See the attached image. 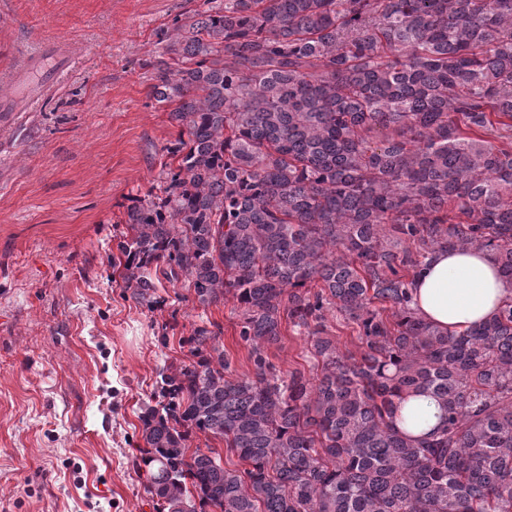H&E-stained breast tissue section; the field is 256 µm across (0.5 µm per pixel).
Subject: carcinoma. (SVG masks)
I'll use <instances>...</instances> for the list:
<instances>
[{
	"label": "carcinoma",
	"instance_id": "1",
	"mask_svg": "<svg viewBox=\"0 0 512 512\" xmlns=\"http://www.w3.org/2000/svg\"><path fill=\"white\" fill-rule=\"evenodd\" d=\"M206 2L160 38L178 140L114 266L149 309L164 280L233 299L254 371L201 325L158 371L135 461L156 512H512V298L453 335L409 291L440 250L512 280V0ZM285 322L315 377L277 375ZM414 394L442 410L421 439L395 425ZM325 324L328 326L330 330V334L336 336V339L340 343V347L344 351V346L349 349L355 350L353 347L354 343H357L356 335L352 332V324H348L343 320V317L339 314L333 315L332 313H327Z\"/></svg>",
	"mask_w": 512,
	"mask_h": 512
}]
</instances>
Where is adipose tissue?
I'll use <instances>...</instances> for the list:
<instances>
[{
	"label": "adipose tissue",
	"instance_id": "obj_1",
	"mask_svg": "<svg viewBox=\"0 0 512 512\" xmlns=\"http://www.w3.org/2000/svg\"><path fill=\"white\" fill-rule=\"evenodd\" d=\"M417 313L437 329L457 334L481 324L512 298V282L504 279L487 251L441 250L427 258L412 284ZM438 404L412 395L401 404L397 428L419 437L440 422Z\"/></svg>",
	"mask_w": 512,
	"mask_h": 512
}]
</instances>
